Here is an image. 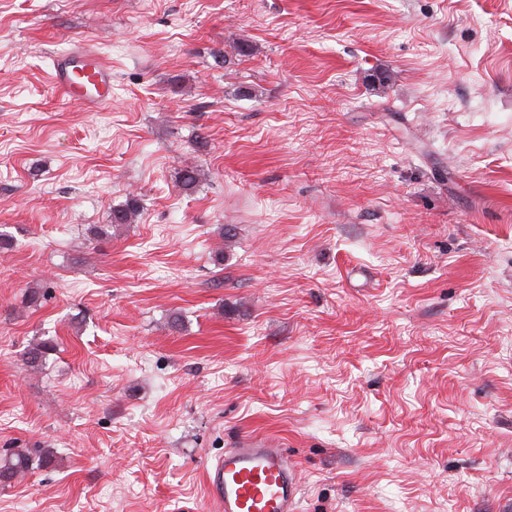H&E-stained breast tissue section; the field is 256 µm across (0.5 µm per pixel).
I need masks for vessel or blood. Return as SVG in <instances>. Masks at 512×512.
Returning <instances> with one entry per match:
<instances>
[{
  "instance_id": "obj_1",
  "label": "vessel or blood",
  "mask_w": 512,
  "mask_h": 512,
  "mask_svg": "<svg viewBox=\"0 0 512 512\" xmlns=\"http://www.w3.org/2000/svg\"><path fill=\"white\" fill-rule=\"evenodd\" d=\"M56 91L90 109L112 103V64L78 47L56 56ZM215 512H295L300 494L298 470L273 440L240 436L234 448L206 468Z\"/></svg>"
}]
</instances>
